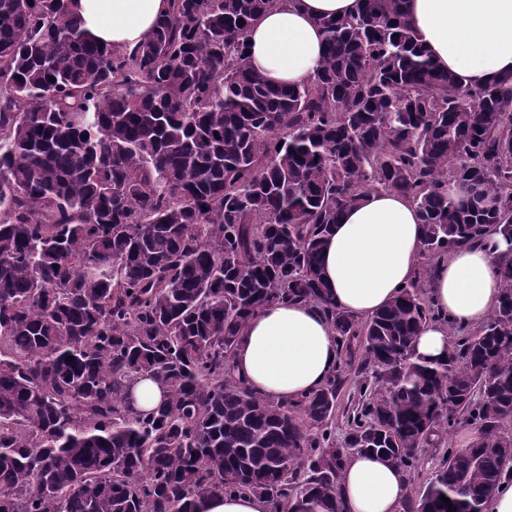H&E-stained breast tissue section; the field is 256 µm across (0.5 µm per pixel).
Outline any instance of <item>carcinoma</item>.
Segmentation results:
<instances>
[{"instance_id":"obj_1","label":"carcinoma","mask_w":512,"mask_h":512,"mask_svg":"<svg viewBox=\"0 0 512 512\" xmlns=\"http://www.w3.org/2000/svg\"><path fill=\"white\" fill-rule=\"evenodd\" d=\"M272 2L171 0L129 50L89 39L68 0H0V512H201L227 491L347 512L349 455L408 472L461 414L474 440L411 512H487L512 479V263L443 361L414 351L439 318L430 269L360 322L320 267L370 191L412 198L432 261L512 238V74L466 87L406 0H362L319 19L308 82L273 85L246 54ZM292 301L372 371L342 448L338 375L275 402L232 372L248 318ZM143 375L168 393L148 413L128 395Z\"/></svg>"}]
</instances>
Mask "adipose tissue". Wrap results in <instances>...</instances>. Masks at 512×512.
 <instances>
[{
  "label": "adipose tissue",
  "instance_id": "adipose-tissue-1",
  "mask_svg": "<svg viewBox=\"0 0 512 512\" xmlns=\"http://www.w3.org/2000/svg\"><path fill=\"white\" fill-rule=\"evenodd\" d=\"M170 0H72L99 44L133 48L153 30ZM361 0H278L251 24L247 55L268 82L298 85L323 56L322 17L357 14ZM406 18L432 62L464 85L512 73V0H407ZM422 225L415 204L396 192H369L341 214L322 251V278L340 310L367 319L415 280ZM512 242L491 235L454 249L430 274L428 298L442 318L421 327L414 348L429 361L452 349L450 327L477 328L498 304L502 256ZM338 363L325 313L311 303H280L247 321L231 359L234 373L262 397L292 400L319 389ZM406 476L375 455H351L340 493L348 512H401Z\"/></svg>",
  "mask_w": 512,
  "mask_h": 512
}]
</instances>
